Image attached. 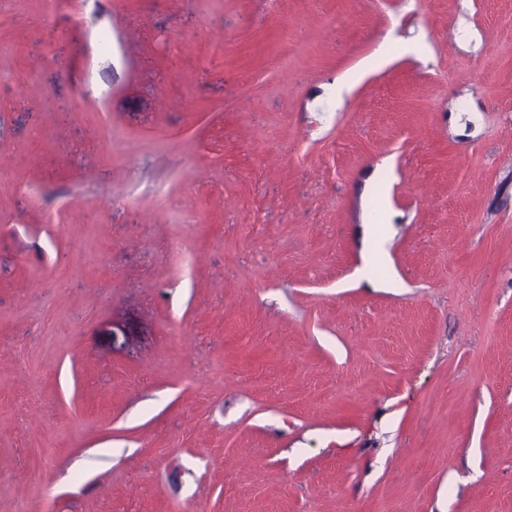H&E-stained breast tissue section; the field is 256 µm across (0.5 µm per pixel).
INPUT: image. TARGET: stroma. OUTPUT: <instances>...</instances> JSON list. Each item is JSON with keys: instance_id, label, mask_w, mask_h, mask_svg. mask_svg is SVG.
Masks as SVG:
<instances>
[{"instance_id": "stroma-1", "label": "stroma", "mask_w": 512, "mask_h": 512, "mask_svg": "<svg viewBox=\"0 0 512 512\" xmlns=\"http://www.w3.org/2000/svg\"><path fill=\"white\" fill-rule=\"evenodd\" d=\"M185 502L512 512V0H0V512Z\"/></svg>"}]
</instances>
